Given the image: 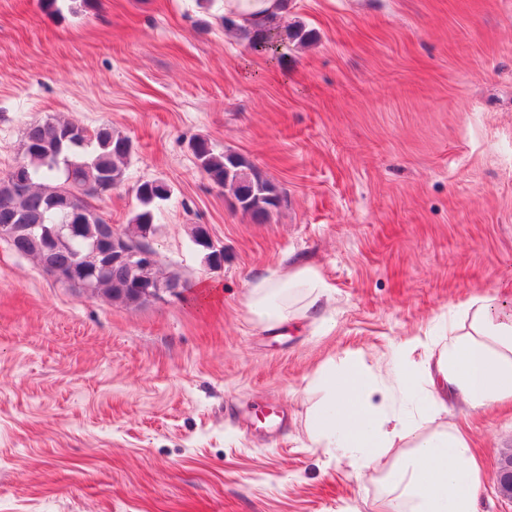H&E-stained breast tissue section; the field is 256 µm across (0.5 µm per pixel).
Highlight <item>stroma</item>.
Masks as SVG:
<instances>
[{
    "instance_id": "1",
    "label": "stroma",
    "mask_w": 512,
    "mask_h": 512,
    "mask_svg": "<svg viewBox=\"0 0 512 512\" xmlns=\"http://www.w3.org/2000/svg\"><path fill=\"white\" fill-rule=\"evenodd\" d=\"M297 23L314 41L269 56L225 29L224 0H0V178L29 122L111 125L133 149L91 205L124 233L135 186L166 182L157 273L192 286L115 303L0 240V512H376L413 437L452 425L478 512H512V401L437 413L421 371L471 299L512 316V0H288L275 24ZM198 139L245 156L281 206L243 214ZM294 267L329 301L258 323L251 283ZM391 363L416 379L393 404L410 435L359 471L312 412L351 366L381 401Z\"/></svg>"
}]
</instances>
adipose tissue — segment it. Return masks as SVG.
Returning <instances> with one entry per match:
<instances>
[{
  "label": "adipose tissue",
  "mask_w": 512,
  "mask_h": 512,
  "mask_svg": "<svg viewBox=\"0 0 512 512\" xmlns=\"http://www.w3.org/2000/svg\"><path fill=\"white\" fill-rule=\"evenodd\" d=\"M303 297L307 314L329 296V285L309 269L263 277L247 299L250 315L269 326L287 324L288 309ZM466 325L449 337L447 347L428 355L424 372L431 386L430 406L445 410V396L463 398L473 408L512 400V320H502L485 298L470 300ZM329 396L314 422L320 444L336 449L361 469L378 462V451L401 436L403 422L374 404L372 386L361 372L348 370L328 380ZM480 470L458 431L420 438L408 458L393 471L377 512H478Z\"/></svg>",
  "instance_id": "ef3b65f1"
}]
</instances>
